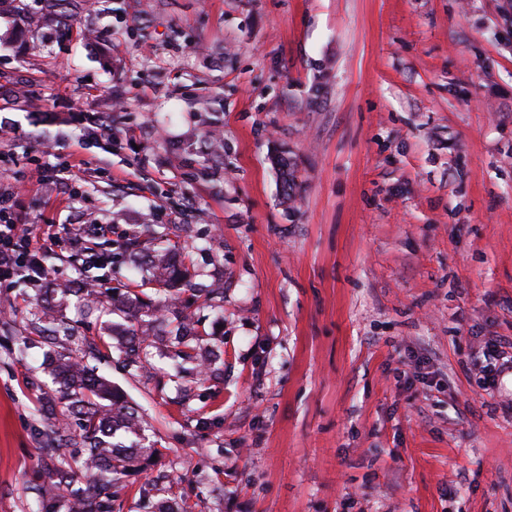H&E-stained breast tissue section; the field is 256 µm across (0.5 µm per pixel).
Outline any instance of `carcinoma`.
I'll list each match as a JSON object with an SVG mask.
<instances>
[{
	"mask_svg": "<svg viewBox=\"0 0 512 512\" xmlns=\"http://www.w3.org/2000/svg\"><path fill=\"white\" fill-rule=\"evenodd\" d=\"M168 247L157 250L150 260L151 281L161 292L174 298L190 284V268L167 258ZM86 306L103 301L115 309L129 310L132 320H143L144 328L132 329L124 340L125 359L154 342L151 324L159 308L153 303L131 300L115 291L81 289ZM39 310L34 323L51 325L59 310L52 297L36 298ZM69 345L53 351L50 375L52 385L43 389L39 411L45 421L41 454L50 459L33 487L37 512H118L115 502L132 484L130 477L141 473L157 449L140 444L145 425L125 392L96 374L87 364L90 355L100 350L101 341L73 346L75 332L62 327ZM177 356L197 360L196 347L185 335L174 336Z\"/></svg>",
	"mask_w": 512,
	"mask_h": 512,
	"instance_id": "cac0c4a2",
	"label": "carcinoma"
}]
</instances>
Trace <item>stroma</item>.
Instances as JSON below:
<instances>
[{
  "mask_svg": "<svg viewBox=\"0 0 512 512\" xmlns=\"http://www.w3.org/2000/svg\"><path fill=\"white\" fill-rule=\"evenodd\" d=\"M53 0L0 11V191L57 238L0 286V512L45 467L39 291L133 289L163 236L201 288L122 314L64 303L157 456L121 512H512V0ZM82 166L62 169L73 150ZM295 176L285 195L278 158ZM193 314L202 367L162 338ZM81 291L82 299L86 306H93L99 303H103L102 298H105V301L111 308L115 309H128V312L131 320L141 321L145 325H141L140 331L135 328H132L131 332L127 333V339L124 340V345L122 348L124 349L122 352L124 353L125 360H129L132 355H137L141 349L148 347L154 342L153 333L151 334V324L158 318L159 308L157 305L153 303H144L138 301V298H135V301L130 300L128 296H125L120 293H116L113 289L110 292H102L99 288H78ZM90 289V290H89ZM132 309V310H130ZM147 317L148 320L142 319V317ZM144 327V328H143ZM129 362H136L134 360H129Z\"/></svg>",
  "mask_w": 512,
  "mask_h": 512,
  "instance_id": "1",
  "label": "stroma"
}]
</instances>
